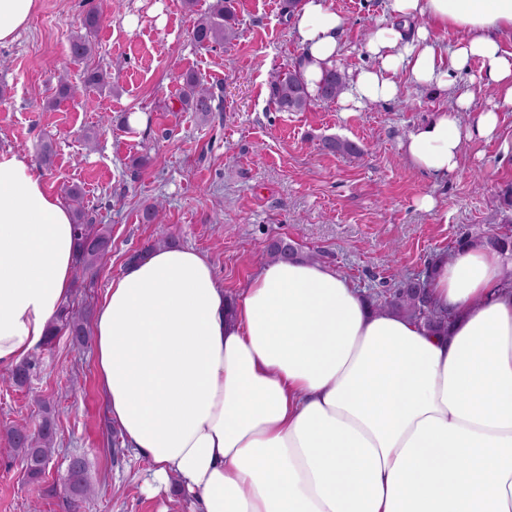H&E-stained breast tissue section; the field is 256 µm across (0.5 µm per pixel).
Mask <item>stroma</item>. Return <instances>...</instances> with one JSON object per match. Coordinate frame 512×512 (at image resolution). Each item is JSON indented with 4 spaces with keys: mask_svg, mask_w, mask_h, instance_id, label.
<instances>
[{
    "mask_svg": "<svg viewBox=\"0 0 512 512\" xmlns=\"http://www.w3.org/2000/svg\"><path fill=\"white\" fill-rule=\"evenodd\" d=\"M343 18L341 69L369 64L365 51L382 0H330ZM95 13L96 52L72 62L68 47L82 19ZM136 18L127 27V18ZM239 38L232 48L198 47L183 0H35L27 27L0 45V152L35 159L53 144L51 168L39 174L63 196L79 186L82 201L112 227V247L94 287L74 282L71 304L85 318L129 256L168 235L212 263L226 293L239 294L274 241L348 278L368 299L402 277L424 275L435 257L452 252L460 235L473 241L512 220L503 195L512 189V111L500 115L491 140L466 142L459 168L435 179L416 169L402 144L414 129L449 107L446 90L403 84L398 96L347 109L315 102L279 111L269 75L301 52L284 0H239ZM82 84L102 70L109 89L57 99L52 66ZM211 87L218 112L201 117L178 102L184 74ZM139 112V126L123 124ZM356 143L359 154L324 149L327 138ZM152 163L133 168V159ZM434 209L420 208L423 197ZM165 199L163 224H146L143 209ZM30 382L0 380V512H67L66 471L86 463L89 493L79 512H160L179 497L148 496L149 465L135 458L112 423L94 361V346L76 345L68 331L33 352ZM55 413L57 440L40 482H29L7 430L37 423L39 405Z\"/></svg>",
    "mask_w": 512,
    "mask_h": 512,
    "instance_id": "1",
    "label": "stroma"
}]
</instances>
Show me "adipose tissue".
<instances>
[{
	"label": "adipose tissue",
	"instance_id": "ef3b65f1",
	"mask_svg": "<svg viewBox=\"0 0 512 512\" xmlns=\"http://www.w3.org/2000/svg\"><path fill=\"white\" fill-rule=\"evenodd\" d=\"M369 67L344 103L437 85L452 107L411 132L412 164L443 179L472 134L512 110V0H386ZM424 26H417V19ZM343 19L304 0L292 30L316 88L342 53ZM458 30L448 45L435 30ZM494 86L476 129L471 60ZM72 214L30 161L0 153V370L42 347L71 294ZM512 255L468 244L432 264L436 332L373 310L317 262L263 265L236 298L198 250L160 246L113 278L93 321L112 421L146 459L148 495L177 480L190 512H512Z\"/></svg>",
	"mask_w": 512,
	"mask_h": 512
}]
</instances>
